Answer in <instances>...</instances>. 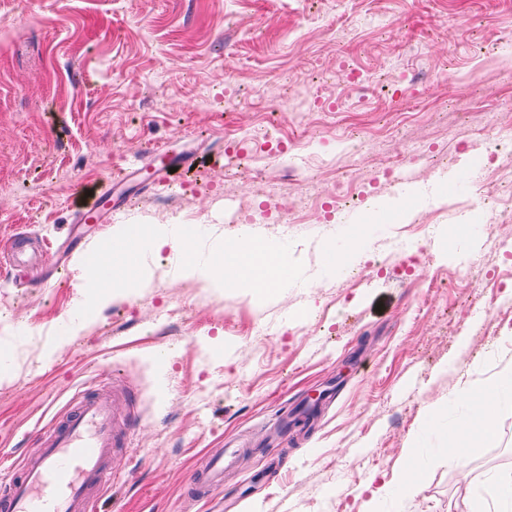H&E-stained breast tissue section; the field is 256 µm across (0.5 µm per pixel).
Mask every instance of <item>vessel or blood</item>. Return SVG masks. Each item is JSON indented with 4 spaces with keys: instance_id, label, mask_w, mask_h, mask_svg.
Listing matches in <instances>:
<instances>
[{
    "instance_id": "b4317fda",
    "label": "vessel or blood",
    "mask_w": 512,
    "mask_h": 512,
    "mask_svg": "<svg viewBox=\"0 0 512 512\" xmlns=\"http://www.w3.org/2000/svg\"><path fill=\"white\" fill-rule=\"evenodd\" d=\"M134 418L128 387L97 395L76 391L48 429L38 431L36 449L20 462L19 476L0 487V512H99L116 477L112 451L125 440L122 424ZM190 480L195 491L219 486L223 454Z\"/></svg>"
}]
</instances>
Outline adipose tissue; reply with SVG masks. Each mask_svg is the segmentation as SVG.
Here are the masks:
<instances>
[{
  "mask_svg": "<svg viewBox=\"0 0 512 512\" xmlns=\"http://www.w3.org/2000/svg\"><path fill=\"white\" fill-rule=\"evenodd\" d=\"M185 275H200L218 288L236 287L242 279H249L250 285L261 295L273 297L279 292L282 277L288 269L286 256L277 253L265 243L254 248H242L240 240L225 244L218 256L208 262H199L192 251H185L182 257ZM512 389V367L505 368L501 376L487 385L475 388L461 386L460 391L476 401V409L461 424L450 430L448 455L459 458L469 437L492 440L496 436L495 405L486 404V397H498Z\"/></svg>",
  "mask_w": 512,
  "mask_h": 512,
  "instance_id": "adipose-tissue-1",
  "label": "adipose tissue"
}]
</instances>
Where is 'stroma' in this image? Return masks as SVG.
<instances>
[{"label":"stroma","mask_w":512,"mask_h":512,"mask_svg":"<svg viewBox=\"0 0 512 512\" xmlns=\"http://www.w3.org/2000/svg\"><path fill=\"white\" fill-rule=\"evenodd\" d=\"M501 61L512 0H0V242L26 236L0 264V474L75 390L116 376L138 424L112 512H471L512 469L507 393L494 442L447 452L469 413L457 385L512 360V218L449 233L480 197H512ZM158 148L195 164L75 223ZM448 156L446 178L425 174ZM472 157L474 180L449 186ZM348 181L365 194L340 210ZM246 197L273 201L250 227L293 272L273 298L181 272L184 250L204 262L237 234ZM118 225L173 243L104 301L81 270ZM395 236L412 248L391 254ZM227 447L223 489L185 494ZM411 454L408 497L391 479Z\"/></svg>","instance_id":"35a3bbf8"}]
</instances>
